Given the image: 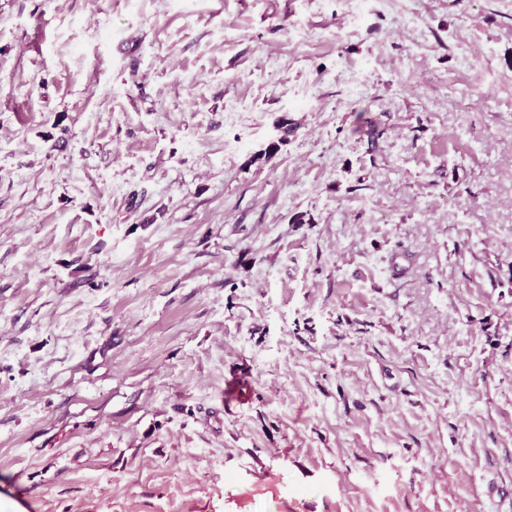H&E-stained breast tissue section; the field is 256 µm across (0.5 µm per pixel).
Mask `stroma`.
Segmentation results:
<instances>
[{
	"mask_svg": "<svg viewBox=\"0 0 512 512\" xmlns=\"http://www.w3.org/2000/svg\"><path fill=\"white\" fill-rule=\"evenodd\" d=\"M510 239L512 0H0V512H512Z\"/></svg>",
	"mask_w": 512,
	"mask_h": 512,
	"instance_id": "35a3bbf8",
	"label": "stroma"
}]
</instances>
